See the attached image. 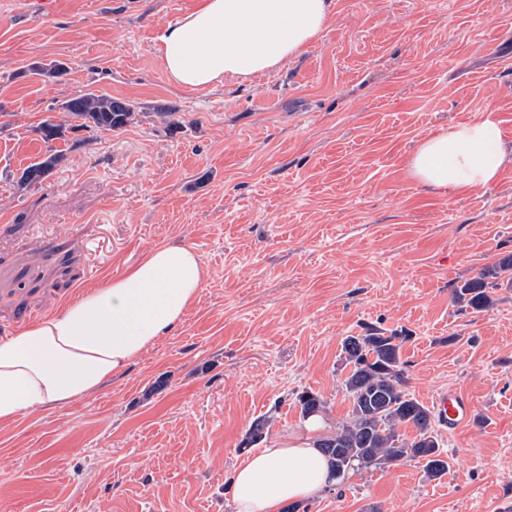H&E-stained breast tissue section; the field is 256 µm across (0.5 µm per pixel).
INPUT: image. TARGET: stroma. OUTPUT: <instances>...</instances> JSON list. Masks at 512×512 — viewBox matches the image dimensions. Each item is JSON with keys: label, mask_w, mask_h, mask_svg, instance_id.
<instances>
[{"label": "stroma", "mask_w": 512, "mask_h": 512, "mask_svg": "<svg viewBox=\"0 0 512 512\" xmlns=\"http://www.w3.org/2000/svg\"><path fill=\"white\" fill-rule=\"evenodd\" d=\"M197 0H0V338L148 250L205 276L184 321L93 396L0 425V512H231L251 422L306 431L297 396L348 418L343 341L405 332L409 395L452 391L448 472H349L307 512H512V285L475 313L455 288L512 252V166L465 194L412 178L420 141L493 113L512 152V0H335L305 51L213 90L171 83L155 47ZM63 62L61 80L32 64ZM91 91L134 123L44 143ZM64 160L21 190L48 149ZM434 409L439 422L451 430L462 427L469 418L466 400L456 393L440 394L435 399Z\"/></svg>", "instance_id": "obj_1"}]
</instances>
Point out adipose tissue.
<instances>
[{"mask_svg": "<svg viewBox=\"0 0 512 512\" xmlns=\"http://www.w3.org/2000/svg\"><path fill=\"white\" fill-rule=\"evenodd\" d=\"M332 15L333 0H198L163 27L156 50L173 84L213 89L301 54ZM502 138L489 116L450 126L419 144L409 173L442 192L488 186L512 163ZM203 280L192 247L161 245L62 311L0 339V424L94 395L183 321ZM321 428L310 419L307 435L247 454L232 476V512H281L333 485L336 475L316 446Z\"/></svg>", "mask_w": 512, "mask_h": 512, "instance_id": "obj_1", "label": "adipose tissue"}]
</instances>
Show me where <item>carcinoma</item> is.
<instances>
[{
  "label": "carcinoma",
  "instance_id": "carcinoma-1",
  "mask_svg": "<svg viewBox=\"0 0 512 512\" xmlns=\"http://www.w3.org/2000/svg\"><path fill=\"white\" fill-rule=\"evenodd\" d=\"M61 109L77 121L78 128L88 132L122 129L136 119L132 102L92 92L64 101ZM37 132L49 144L65 138L66 127L45 119ZM62 161L63 154L55 151L30 164L19 178L20 185L28 188L43 182ZM500 279L512 285L511 253L455 289L454 299L475 313L483 312L491 304L489 289ZM405 340L404 336L371 327L365 334L349 336L343 342L351 365L343 381L351 403L349 418L333 434L318 440L338 480L355 469L384 468L407 458L424 462L425 473L433 478L448 471V456L434 434L433 412L404 390L401 349ZM298 402L305 418L317 416L324 409L320 397L309 391L302 392ZM409 426L415 436L406 439L400 429ZM266 429V420L253 421L246 445L263 441Z\"/></svg>",
  "mask_w": 512,
  "mask_h": 512
}]
</instances>
